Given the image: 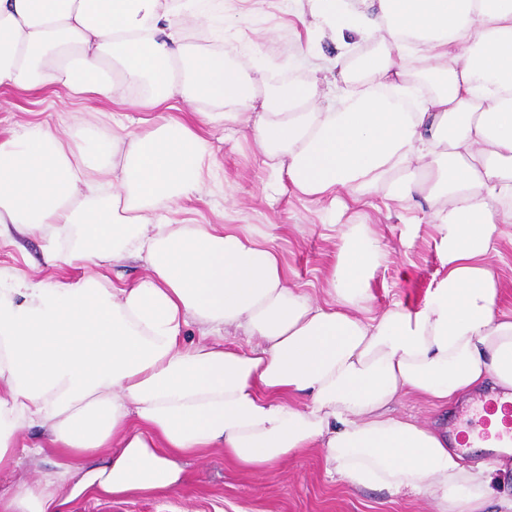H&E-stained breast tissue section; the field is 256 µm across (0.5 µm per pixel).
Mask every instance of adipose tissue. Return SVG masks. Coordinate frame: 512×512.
<instances>
[{"instance_id":"adipose-tissue-1","label":"adipose tissue","mask_w":512,"mask_h":512,"mask_svg":"<svg viewBox=\"0 0 512 512\" xmlns=\"http://www.w3.org/2000/svg\"><path fill=\"white\" fill-rule=\"evenodd\" d=\"M304 2L338 52L299 42L306 79L259 97L268 74L191 49L175 0H0V85L222 109L302 195L425 194L448 264L420 306L374 312L387 250L341 225L320 298L289 284L259 229L167 221L206 177L210 146L184 123L92 131L76 147L24 128L0 142V238L45 234L56 274L0 272V472L24 458L43 469L0 492V512L180 491L186 459L215 448L253 472L316 448L331 482L434 512H512L497 465L466 464L394 412L410 393L439 408L512 389V312L492 264L512 223V0ZM335 89L354 92L344 111ZM126 255L147 268L129 286L59 274Z\"/></svg>"}]
</instances>
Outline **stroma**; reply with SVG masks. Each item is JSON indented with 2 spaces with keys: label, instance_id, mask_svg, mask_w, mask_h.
I'll list each match as a JSON object with an SVG mask.
<instances>
[{
  "label": "stroma",
  "instance_id": "obj_1",
  "mask_svg": "<svg viewBox=\"0 0 512 512\" xmlns=\"http://www.w3.org/2000/svg\"><path fill=\"white\" fill-rule=\"evenodd\" d=\"M294 0H250L246 11L234 14L223 44H216L196 14L181 9L177 22L195 49L223 47L237 68L253 70L264 63L278 76L279 87L303 76L291 27ZM93 112L101 133L127 128L144 129L151 113L127 104L92 97L77 101L52 87L22 89L0 85V140L20 126L51 120L61 135L80 143L86 135V112ZM171 117L206 139L211 148L212 174L195 195L182 199L167 217L174 224H255L272 233L290 284L323 288L337 249L325 227L328 203L294 193L264 165L258 146L225 129L222 119H207L197 106L177 103ZM340 224H364L388 249L387 259L373 272L375 311L393 302L417 306L435 287L447 266L445 254L428 227V204L408 211L390 200L388 192L371 196L369 204L337 208ZM43 240L20 238L18 244L0 241V269L40 276ZM192 486L162 497L129 501L84 502L75 512H433L418 499L389 501L383 492L352 489L324 477L322 456L310 449L265 473H247L213 451L202 462L188 464Z\"/></svg>",
  "mask_w": 512,
  "mask_h": 512
}]
</instances>
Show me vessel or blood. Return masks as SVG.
I'll use <instances>...</instances> for the list:
<instances>
[{
  "label": "vessel or blood",
  "mask_w": 512,
  "mask_h": 512,
  "mask_svg": "<svg viewBox=\"0 0 512 512\" xmlns=\"http://www.w3.org/2000/svg\"><path fill=\"white\" fill-rule=\"evenodd\" d=\"M459 435L468 437L473 448L493 442L498 448L512 447V394L478 395L472 420L459 427Z\"/></svg>",
  "instance_id": "b4317fda"
}]
</instances>
